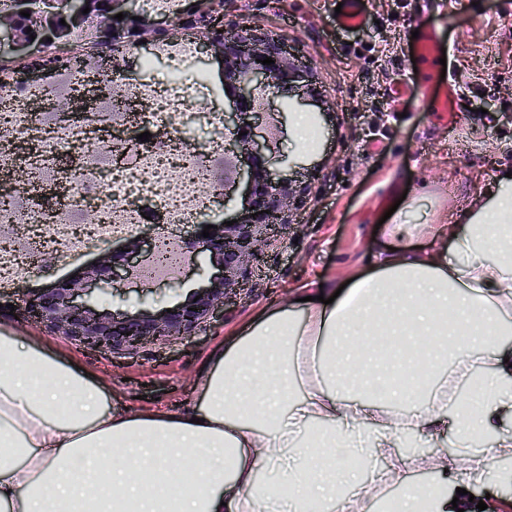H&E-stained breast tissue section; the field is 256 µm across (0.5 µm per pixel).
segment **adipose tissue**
<instances>
[{
	"label": "adipose tissue",
	"mask_w": 512,
	"mask_h": 512,
	"mask_svg": "<svg viewBox=\"0 0 512 512\" xmlns=\"http://www.w3.org/2000/svg\"><path fill=\"white\" fill-rule=\"evenodd\" d=\"M417 231L392 225L371 274L333 303L301 289L299 314L236 332L177 409L112 410L87 375L0 334V512H448L445 489L408 484L419 467L443 475L447 451L401 447L512 414V352L496 344L512 333V177L465 223L432 225L427 248H411ZM372 336L397 341L413 395L367 370ZM452 361L480 366L479 410L449 412ZM378 457L399 497L356 491L348 459Z\"/></svg>",
	"instance_id": "adipose-tissue-1"
}]
</instances>
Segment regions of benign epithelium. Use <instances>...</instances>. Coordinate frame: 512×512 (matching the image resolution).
<instances>
[{
  "label": "benign epithelium",
  "mask_w": 512,
  "mask_h": 512,
  "mask_svg": "<svg viewBox=\"0 0 512 512\" xmlns=\"http://www.w3.org/2000/svg\"><path fill=\"white\" fill-rule=\"evenodd\" d=\"M137 0H111L112 32L116 33L123 54L144 47V42L160 43L159 37L191 34L196 58L213 57L223 66L228 108L221 116L228 146L224 149V184L240 191L242 209L237 223L210 218L193 225L190 249L194 266L207 284L169 307L156 310L114 312L100 303L108 295L107 286L142 278L143 256L151 257L162 245L156 237L130 236L120 251L105 252L97 265L77 277L55 283L30 297L25 304L28 317L51 328L83 349L130 355L171 339L185 338L204 329L224 313V300L239 292L240 283L259 261L263 247L282 236L291 224L293 211L299 209L310 188L295 183L286 175L268 167L266 151L277 137L271 126L278 123L270 115L266 132L259 135L248 123L259 111L262 101L277 95L293 82L307 81L310 71L279 38L251 28L224 27V0H196L213 4L208 11H192L178 21L163 25L133 8ZM125 18H115L118 13ZM141 20H135V17ZM33 43L24 41L9 24L0 25V53L25 58ZM275 60L264 65L261 60ZM244 131L246 135L239 136ZM37 141H23L16 156L20 173L27 175V158L41 151ZM209 225L210 236H201ZM28 228L11 224L0 231V247L10 252L22 250L29 263L40 257V249L24 241Z\"/></svg>",
  "instance_id": "benign-epithelium-1"
}]
</instances>
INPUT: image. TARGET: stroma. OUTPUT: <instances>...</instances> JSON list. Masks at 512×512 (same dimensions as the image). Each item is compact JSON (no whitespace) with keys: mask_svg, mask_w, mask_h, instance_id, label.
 Wrapping results in <instances>:
<instances>
[{"mask_svg":"<svg viewBox=\"0 0 512 512\" xmlns=\"http://www.w3.org/2000/svg\"><path fill=\"white\" fill-rule=\"evenodd\" d=\"M334 0H233L227 20L273 32L298 49L315 85L285 89L268 111L281 116L276 158L292 179L312 187L282 240L265 247L243 291L224 316L187 339L134 355L89 353L35 327L27 295L70 277L99 247L50 255L0 288V331L41 342L62 363L97 378L112 409L146 411L186 404L213 351L230 333L287 306L302 288L335 290L371 271L382 217L394 224H435L487 205V189L512 169V0H371L368 27L345 31ZM432 25L453 47L448 69L460 111L455 127L429 109H394L388 91L415 79L412 31ZM158 280H134L112 294L114 306L144 298L154 308L177 299Z\"/></svg>","mask_w":512,"mask_h":512,"instance_id":"35a3bbf8","label":"stroma"}]
</instances>
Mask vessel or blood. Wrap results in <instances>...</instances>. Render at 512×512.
<instances>
[{"mask_svg": "<svg viewBox=\"0 0 512 512\" xmlns=\"http://www.w3.org/2000/svg\"><path fill=\"white\" fill-rule=\"evenodd\" d=\"M340 14L336 16L337 25L345 30H363L369 20V11L363 0H342ZM447 44L442 41L433 27L420 29L411 52L422 68V74L416 82L403 84L398 95L415 100L435 112H453L457 109V90L453 80H441L440 60Z\"/></svg>", "mask_w": 512, "mask_h": 512, "instance_id": "1", "label": "vessel or blood"}]
</instances>
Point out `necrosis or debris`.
<instances>
[{
    "instance_id": "1",
    "label": "necrosis or debris",
    "mask_w": 512,
    "mask_h": 512,
    "mask_svg": "<svg viewBox=\"0 0 512 512\" xmlns=\"http://www.w3.org/2000/svg\"><path fill=\"white\" fill-rule=\"evenodd\" d=\"M83 88L89 101L84 119L69 126L65 139L50 140L58 101L70 98L75 88ZM116 94L132 100L138 113L136 124L115 112L112 99L97 95L92 85H79L74 72L59 69L15 90L8 98L15 112L28 115L27 125L0 126V178L15 173V145L23 139L48 141L47 151L30 156L27 166L36 182L46 190L37 206L16 204L0 211L1 224H37L40 245L70 250L69 241L56 233L59 224H81L89 206L102 211L103 223L114 233L131 234L145 222L193 224L206 209L210 184L199 174L223 147V125L209 102L207 81L186 93L178 80L167 82L132 79L115 84ZM166 117L169 131L159 132L158 119ZM108 118L113 136L97 140L101 118ZM206 126L210 138L195 142L193 129ZM150 133L154 143L149 154L127 150L124 130ZM94 154L100 166L111 172L109 179L96 177L85 163Z\"/></svg>"
}]
</instances>
